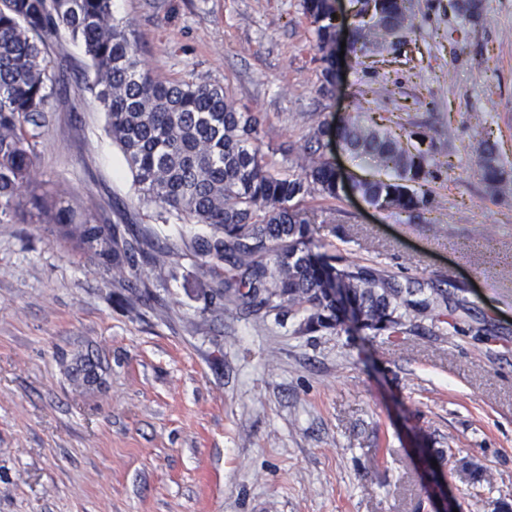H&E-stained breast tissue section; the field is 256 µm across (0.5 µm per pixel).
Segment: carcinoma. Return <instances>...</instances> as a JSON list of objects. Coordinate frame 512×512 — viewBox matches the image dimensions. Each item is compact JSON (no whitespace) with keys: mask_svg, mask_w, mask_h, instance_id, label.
Here are the masks:
<instances>
[{"mask_svg":"<svg viewBox=\"0 0 512 512\" xmlns=\"http://www.w3.org/2000/svg\"><path fill=\"white\" fill-rule=\"evenodd\" d=\"M355 26L348 41L362 52L400 41L413 29L405 0H380L364 20L357 0ZM480 0H455L465 20L480 16ZM315 26L319 49L341 32L332 0H303ZM84 47L96 73L90 90L103 104L108 129L121 147L143 201L183 224H203L210 235L195 242L211 270L226 265L225 305L248 306L280 317L303 310L300 332L337 331L344 321L335 304L340 288L354 303L360 329L398 336L412 318L448 328L436 297L418 298L422 289L403 284L385 271L320 251L314 243L301 200L314 192L336 198L348 176L321 158L285 172L252 146L260 119L241 112L216 85L159 80L142 67L136 44L112 16V0H0V221L35 220L55 224L68 240L94 256L118 264L134 263L136 247L89 214L76 212L56 192L36 194L32 140L45 126L46 105L55 78L45 65L49 44L61 33ZM355 103L336 127L345 150L367 155L391 171L389 179L355 181L365 201L376 208L413 212L434 202L415 184L432 176L428 153L410 152L402 136L377 122L365 123ZM483 177L492 191L512 189L495 149L479 140Z\"/></svg>","mask_w":512,"mask_h":512,"instance_id":"1","label":"carcinoma"}]
</instances>
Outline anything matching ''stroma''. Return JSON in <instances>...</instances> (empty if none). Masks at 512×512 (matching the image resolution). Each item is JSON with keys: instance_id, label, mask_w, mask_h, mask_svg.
Listing matches in <instances>:
<instances>
[{"instance_id": "1", "label": "stroma", "mask_w": 512, "mask_h": 512, "mask_svg": "<svg viewBox=\"0 0 512 512\" xmlns=\"http://www.w3.org/2000/svg\"><path fill=\"white\" fill-rule=\"evenodd\" d=\"M414 30L335 84L303 0H112L158 79L219 85L261 118L258 144L299 171L318 126L354 98L365 121L428 151L419 219L354 191L311 194L326 251L445 289L447 332L301 333L300 316L225 308L193 252L200 226L144 203L60 35L34 141L37 179L139 237L112 265L52 224L0 222V512H512V193L485 182L475 126L512 174V0L460 25L407 0ZM356 179L386 178L323 137ZM96 364L97 388L72 373Z\"/></svg>"}]
</instances>
